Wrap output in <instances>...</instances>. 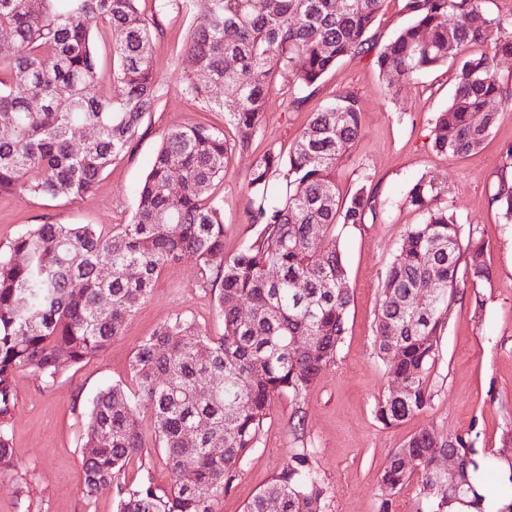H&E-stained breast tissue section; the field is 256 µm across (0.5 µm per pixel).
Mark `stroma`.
I'll list each match as a JSON object with an SVG mask.
<instances>
[{
	"mask_svg": "<svg viewBox=\"0 0 512 512\" xmlns=\"http://www.w3.org/2000/svg\"><path fill=\"white\" fill-rule=\"evenodd\" d=\"M194 21L189 0H177L163 17L153 46L159 84L152 112L139 130L136 147L114 160L87 197L0 195V249L36 224L129 223L136 191L148 173L164 132L204 122L233 138L219 111L205 109L185 94L182 75L195 69L185 51ZM456 87V68L446 64L410 80L386 78L371 58L350 56L328 72L300 110L289 109L287 88L274 85L265 102L263 125L250 152L229 154L225 175L212 188L224 201V253L231 256L254 238L248 221L247 176L258 156L274 148L288 151L306 130L311 112L341 90L354 92L361 108V135L344 156L336 175L341 194L369 180L379 203L376 217L333 230L344 254L351 290L346 332L336 356L316 382L276 397L258 439L238 465L236 479L216 502L215 512H244L291 456L307 454L325 494L322 512H380L381 472L390 451L403 447L421 429L445 437L462 435L480 453L500 447L512 432V223H505L490 199L507 168L503 149L512 144V102L493 101L495 127L479 152L452 156L432 145L436 119ZM434 178L442 205L463 229L485 240L489 278L459 272L457 299L437 339L435 360L426 373L427 407L396 427L375 415L378 401L394 380L378 356L375 320L381 285L390 262L423 211L406 197L419 180ZM177 314L195 319L211 335L224 332L216 297L202 285L195 259L167 264L152 292L128 320L121 335L102 353L65 370L51 388L23 370L15 376L18 409L12 424L16 469L0 481V512H16L10 485L21 483L33 512H114L104 492L83 495L81 468L86 412L101 389L133 388L131 361L141 342ZM146 451L125 471L127 484L151 481L169 489L170 472L158 448L149 414L140 416Z\"/></svg>",
	"mask_w": 512,
	"mask_h": 512,
	"instance_id": "obj_1",
	"label": "stroma"
}]
</instances>
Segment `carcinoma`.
<instances>
[{"label":"carcinoma","instance_id":"obj_1","mask_svg":"<svg viewBox=\"0 0 512 512\" xmlns=\"http://www.w3.org/2000/svg\"><path fill=\"white\" fill-rule=\"evenodd\" d=\"M139 0H0V30L16 45L0 60V193L52 198L87 196L113 160L133 149L152 111L157 77L152 66L156 20ZM196 14L186 51L194 73L182 89L205 107L224 111L236 131L228 140L207 123L167 131L141 184L133 217L107 231L95 224H37L0 249V477L15 470L11 421L18 406L14 376L30 371L51 387L68 367L102 352L145 301L160 271L183 255L196 258L203 282L218 288L224 333L211 336L194 319L177 315L139 346L132 360L136 391L120 384L100 390L87 413L82 471L87 498L113 494L115 512H214L236 477L238 461L254 447L272 400L316 381L334 358L351 301L336 238L338 224H363L379 207L367 183L342 197L336 165L361 133L357 99L341 91L313 113L288 155L268 150L247 177L252 224L258 235L224 256V200L210 193L224 179L229 153L246 151L260 131L274 83L300 108L342 58L372 56L382 74L412 78L448 61L458 82L434 130L433 147L453 156L479 151L495 126L488 103L512 100L496 71L512 55V19L489 18L481 0H403L410 22L379 46L370 36L386 0H192ZM112 35L117 94L102 93L94 31ZM479 45L482 50L468 52ZM213 86L224 98L210 99ZM39 108L31 110V102ZM96 136L78 142L75 130ZM284 181V194H271ZM435 179L416 183L408 203L424 221L408 231L390 263L377 312L379 358L404 377L403 398L378 403L376 417L398 426L424 410L425 374L454 301L461 254L476 279L488 275L487 245L474 231L462 243L461 225ZM490 204L512 221V183L502 180ZM178 231L172 232V225ZM24 260L18 262L15 256ZM135 268L129 277L126 270ZM303 287H296V283ZM435 283L424 308L410 294ZM251 316L240 318L242 304ZM311 340L323 353L315 364L296 346ZM402 350L399 364L390 348ZM150 414L155 440L171 475L164 491L149 481H122L144 452L140 413ZM195 428V443L186 431ZM462 459L463 485L448 491L430 465L400 467L392 450L381 476L391 497L417 479L418 512H512V435L483 455L468 437L451 438ZM219 444L223 452L211 451ZM498 474L489 496L474 475ZM324 490L303 453L256 495L245 512H266L270 498L282 512H319Z\"/></svg>","mask_w":512,"mask_h":512}]
</instances>
